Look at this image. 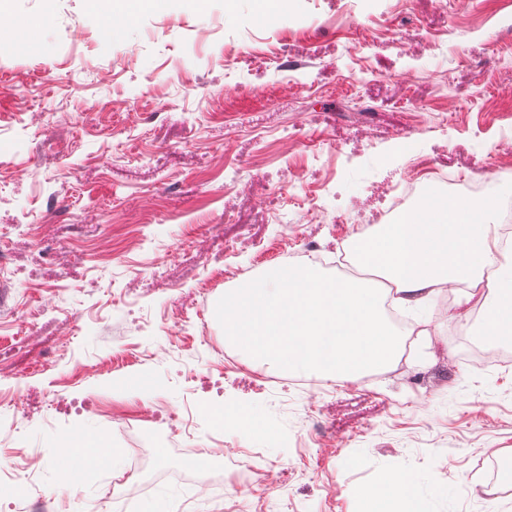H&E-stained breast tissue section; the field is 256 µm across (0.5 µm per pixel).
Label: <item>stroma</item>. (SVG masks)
<instances>
[{"label":"stroma","mask_w":512,"mask_h":512,"mask_svg":"<svg viewBox=\"0 0 512 512\" xmlns=\"http://www.w3.org/2000/svg\"><path fill=\"white\" fill-rule=\"evenodd\" d=\"M112 6L128 20L111 22L92 0H0V31L36 33L31 46L0 40V251L32 276L0 288V346L25 339L0 360V405L28 414L0 444V462L36 460V485L17 490L30 512H118L106 497L113 469L66 489L72 463L50 450L80 428L104 438V454L119 452L120 417L142 421L138 478L154 485L131 512H149L159 496L179 512H359L363 491L394 468L415 490L437 492V512H512V477L497 473L512 466V365L470 377L457 341L465 322L436 318L430 303L413 309L434 356L411 352L368 382L301 393L255 381L261 367L225 342L222 314L227 291L278 266L253 242L275 250L283 237L297 246L311 237L337 249L360 206L388 208L381 189L412 158L446 155L466 177L493 159L489 188L512 198V36L497 24L512 0H478L453 18L414 0L424 30L404 52L377 40L380 21L395 18L391 0H293L285 13L272 0ZM287 46L316 56L318 79L276 69ZM361 56L379 75L365 94L383 107L360 117L336 69ZM405 96L448 113L447 125L393 108ZM361 120L377 130L367 151ZM273 128L279 140L266 138ZM286 170L325 175L315 194L335 223H262L270 176ZM208 342L238 368L209 360ZM48 356L53 365L39 369ZM201 374L222 389L199 390ZM22 387L42 403L24 408ZM217 405L264 418L275 439L216 421ZM158 408L195 424L163 464L155 450L168 425L146 419ZM215 439L256 453L251 488L230 483L228 458L204 455ZM193 459L221 483L217 496L193 499L181 483ZM269 482L280 494L271 511Z\"/></svg>","instance_id":"obj_1"}]
</instances>
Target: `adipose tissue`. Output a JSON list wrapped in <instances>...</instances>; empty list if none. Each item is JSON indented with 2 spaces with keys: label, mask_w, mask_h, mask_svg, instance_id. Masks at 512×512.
Segmentation results:
<instances>
[{
  "label": "adipose tissue",
  "mask_w": 512,
  "mask_h": 512,
  "mask_svg": "<svg viewBox=\"0 0 512 512\" xmlns=\"http://www.w3.org/2000/svg\"><path fill=\"white\" fill-rule=\"evenodd\" d=\"M495 198L479 201L432 192L416 212L355 238L356 277H330L316 266L277 269L224 297L227 340L287 377L316 374L341 382L388 366L407 344L430 349L425 331L415 338L396 329L386 300L403 305L431 301L437 286H456L457 306L480 303L487 341L512 338V249L500 246ZM102 441L78 431L57 444L72 459L65 476L75 488L105 467ZM404 471L386 472L366 491L362 512H435L433 495L414 492Z\"/></svg>",
  "instance_id": "obj_1"
}]
</instances>
